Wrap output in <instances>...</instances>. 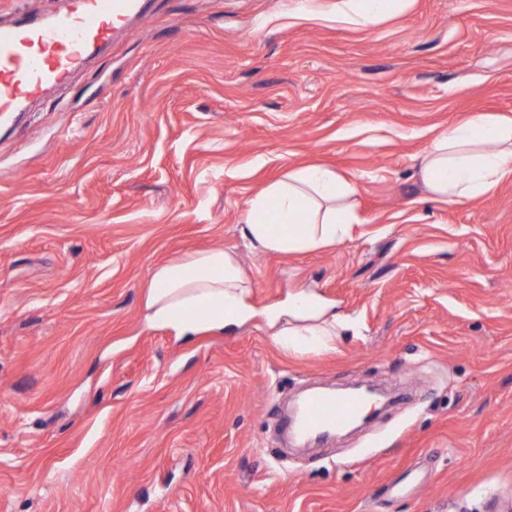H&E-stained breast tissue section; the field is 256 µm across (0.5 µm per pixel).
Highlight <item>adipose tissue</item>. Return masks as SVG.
I'll return each mask as SVG.
<instances>
[{"mask_svg":"<svg viewBox=\"0 0 512 512\" xmlns=\"http://www.w3.org/2000/svg\"><path fill=\"white\" fill-rule=\"evenodd\" d=\"M419 173L431 200L463 202L482 196L512 173V118L478 113L440 133L421 158ZM354 192L331 168H298L250 201L243 233L264 254L303 253L336 244L354 221ZM250 291L232 253L221 248L196 252L154 270L150 319L173 326L185 337L202 328H232L247 317ZM354 327L351 318L302 295L289 306L287 323L275 339L290 352L330 349Z\"/></svg>","mask_w":512,"mask_h":512,"instance_id":"adipose-tissue-1","label":"adipose tissue"}]
</instances>
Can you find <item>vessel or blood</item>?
<instances>
[{"label": "vessel or blood", "mask_w": 512, "mask_h": 512, "mask_svg": "<svg viewBox=\"0 0 512 512\" xmlns=\"http://www.w3.org/2000/svg\"><path fill=\"white\" fill-rule=\"evenodd\" d=\"M145 0H68L46 24L19 18L0 26V119L21 111L65 83L93 45L146 12ZM365 405L362 397L307 396L284 425L296 437L352 421Z\"/></svg>", "instance_id": "b4317fda"}]
</instances>
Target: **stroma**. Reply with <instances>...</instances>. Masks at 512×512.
<instances>
[{
	"mask_svg": "<svg viewBox=\"0 0 512 512\" xmlns=\"http://www.w3.org/2000/svg\"><path fill=\"white\" fill-rule=\"evenodd\" d=\"M150 0L70 82L0 125V512H506L512 175L430 200L417 162L512 117V0ZM321 163L349 238L262 255L249 201ZM210 248L252 317L191 341L150 323L153 270ZM354 317L281 349L298 293ZM407 397L340 444L285 448L292 396L371 379ZM346 17L360 24H373L378 19L403 12L408 0H348Z\"/></svg>",
	"mask_w": 512,
	"mask_h": 512,
	"instance_id": "stroma-1",
	"label": "stroma"
}]
</instances>
